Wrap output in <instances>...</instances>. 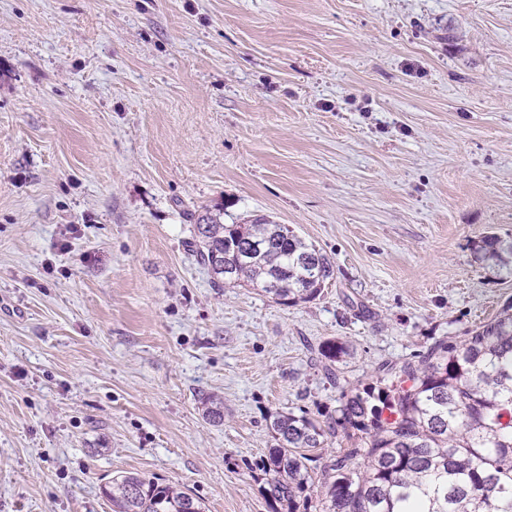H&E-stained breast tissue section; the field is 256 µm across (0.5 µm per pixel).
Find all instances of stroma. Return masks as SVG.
<instances>
[{"mask_svg":"<svg viewBox=\"0 0 512 512\" xmlns=\"http://www.w3.org/2000/svg\"><path fill=\"white\" fill-rule=\"evenodd\" d=\"M208 211L288 225L332 279L212 288ZM486 234L512 236V0H0V512H112L125 473L268 512L273 416L512 300ZM321 356V368L328 379L338 384L337 366L345 355H348V347L344 342L336 339H328L324 341L319 349Z\"/></svg>","mask_w":512,"mask_h":512,"instance_id":"obj_1","label":"stroma"}]
</instances>
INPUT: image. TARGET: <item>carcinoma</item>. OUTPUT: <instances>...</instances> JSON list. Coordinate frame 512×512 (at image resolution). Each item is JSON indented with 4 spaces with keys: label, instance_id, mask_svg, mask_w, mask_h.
<instances>
[{
    "label": "carcinoma",
    "instance_id": "carcinoma-1",
    "mask_svg": "<svg viewBox=\"0 0 512 512\" xmlns=\"http://www.w3.org/2000/svg\"><path fill=\"white\" fill-rule=\"evenodd\" d=\"M191 252L213 286H247L278 304L315 297L333 276L325 254L283 224L196 219ZM475 260L512 279V238L481 237ZM321 368L337 381L345 343L328 339ZM336 409L312 417L281 413L274 448L260 460L271 512H512V302L463 338L434 342L376 382L341 391ZM207 418L224 403L203 399ZM357 439L320 467L313 452L327 440ZM112 512H203L200 500L137 474L102 486Z\"/></svg>",
    "mask_w": 512,
    "mask_h": 512
}]
</instances>
